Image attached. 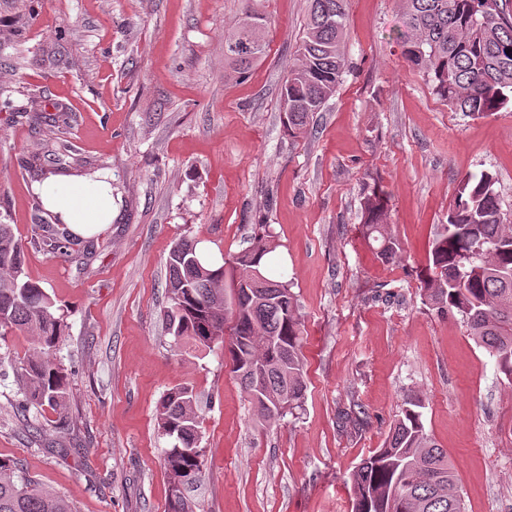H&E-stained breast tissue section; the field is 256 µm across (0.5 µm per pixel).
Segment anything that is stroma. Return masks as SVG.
Returning <instances> with one entry per match:
<instances>
[{"label":"stroma","instance_id":"obj_1","mask_svg":"<svg viewBox=\"0 0 512 512\" xmlns=\"http://www.w3.org/2000/svg\"><path fill=\"white\" fill-rule=\"evenodd\" d=\"M24 6V40L0 51L15 68L0 213L66 325L55 358L71 385L66 408L27 429L17 373L0 368V458L74 512H164L157 409L189 385L208 458L198 512H351L350 475L411 392L465 512H512V384L460 316L423 303L417 277L466 175H496L512 215V107L451 110L396 43L395 0H347L348 67L303 138L288 136L279 100L308 0H0V29ZM249 8L268 22L267 48L239 80L224 74V34ZM30 93L68 112L72 173L112 176V227L93 248L38 235L47 213L27 163L52 145L16 112ZM374 189L404 247L387 263L360 233ZM258 235L303 324L305 400L276 422L258 417L223 344L174 346L163 321L176 242L229 259Z\"/></svg>","mask_w":512,"mask_h":512}]
</instances>
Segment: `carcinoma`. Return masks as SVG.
Wrapping results in <instances>:
<instances>
[{
	"label": "carcinoma",
	"instance_id": "1",
	"mask_svg": "<svg viewBox=\"0 0 512 512\" xmlns=\"http://www.w3.org/2000/svg\"><path fill=\"white\" fill-rule=\"evenodd\" d=\"M403 28L396 42L428 79L432 91L456 112L483 116L512 104V12L488 0H399ZM266 19L251 11L224 34V65L242 77L266 51ZM346 0H308L304 35L281 90L288 101L284 126L293 138L310 132L314 114L336 93L347 67ZM42 100L28 101L25 116L43 123L56 141L67 115L43 114ZM67 172L52 153L33 178ZM497 178L483 171L460 182L444 231L429 246L420 272L427 301L457 313L475 343L495 360L512 382V220L505 217ZM385 204L372 193L364 198L362 236L378 244L386 261L401 251L382 223ZM271 247L262 237L228 265L206 262L199 241L177 242L167 260V329L175 344L199 347L224 342L231 372L240 380L256 411L266 420L302 407L306 383L301 357L302 322L290 283L270 273ZM24 246L12 225L0 220V328H15L29 347L20 359L22 411L66 404L68 374L54 351L63 336L51 296L23 272ZM232 288L227 301L225 287ZM419 396L408 394L383 447L362 460L351 474L352 512H464L455 468L426 432ZM171 446L164 457L169 476L166 512H196L186 491L198 485L207 466L200 448L197 396L193 388L171 389L157 415ZM0 512H73L62 496L38 488L17 463L0 458Z\"/></svg>",
	"mask_w": 512,
	"mask_h": 512
}]
</instances>
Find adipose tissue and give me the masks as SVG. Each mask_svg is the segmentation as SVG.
<instances>
[{"label": "adipose tissue", "mask_w": 512, "mask_h": 512, "mask_svg": "<svg viewBox=\"0 0 512 512\" xmlns=\"http://www.w3.org/2000/svg\"><path fill=\"white\" fill-rule=\"evenodd\" d=\"M33 190L45 211L77 237L102 234L112 225V186L98 175H52Z\"/></svg>", "instance_id": "ef3b65f1"}]
</instances>
